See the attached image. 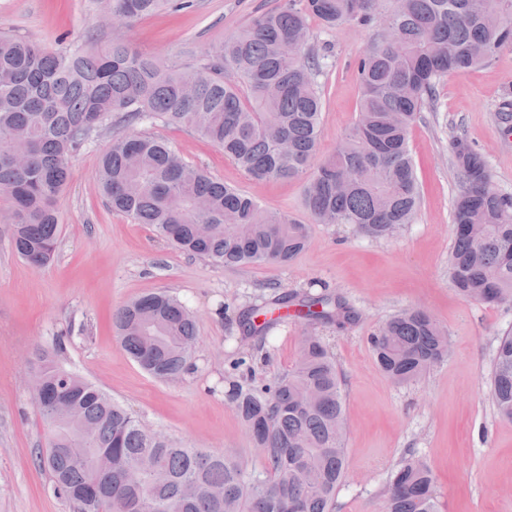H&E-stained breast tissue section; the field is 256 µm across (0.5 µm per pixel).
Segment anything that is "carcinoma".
<instances>
[{"instance_id": "obj_1", "label": "carcinoma", "mask_w": 512, "mask_h": 512, "mask_svg": "<svg viewBox=\"0 0 512 512\" xmlns=\"http://www.w3.org/2000/svg\"><path fill=\"white\" fill-rule=\"evenodd\" d=\"M164 6L180 11L193 0H111L109 9L129 26ZM311 18L327 27L384 24L395 33L393 40L379 35L359 59L356 121L319 162L322 63L308 45ZM505 47H512V0H399L390 13L380 0H285L211 46L197 64L171 68L122 43L97 47L87 37L50 50L0 34V202L12 247L34 267L54 259L71 158L114 114L129 124L187 126L256 180H305L315 223L352 224L366 237L390 238L419 208L408 140L436 83L491 62ZM452 155L461 186L449 280L467 302L512 305V195L494 189L484 155L467 136L455 137ZM97 182L112 210L217 264H289L309 239L310 225L224 185L149 136L112 141ZM274 304L307 323L354 319L331 293L291 294ZM266 317L255 307L241 325L260 338ZM112 321L147 373L167 381L188 372L196 325L183 303L143 295ZM370 342L378 367L397 384L425 376L450 351L446 331L420 309L392 316ZM65 349L58 339L31 376L47 438L34 464L73 512H336L346 477L345 409L323 337H300L294 367L264 388L234 381L227 391L262 451L259 468L179 448L148 430L60 366ZM490 397L497 414L512 420L511 333L497 347ZM385 500L389 512H438L431 468L413 454L403 457Z\"/></svg>"}]
</instances>
